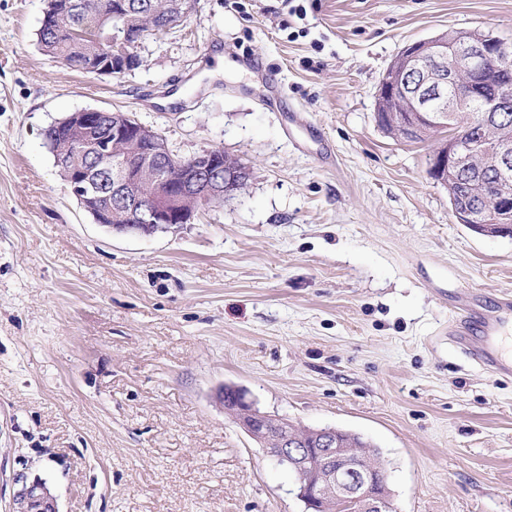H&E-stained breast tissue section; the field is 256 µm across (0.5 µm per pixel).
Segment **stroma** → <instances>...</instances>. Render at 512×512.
Segmentation results:
<instances>
[{
	"label": "stroma",
	"mask_w": 512,
	"mask_h": 512,
	"mask_svg": "<svg viewBox=\"0 0 512 512\" xmlns=\"http://www.w3.org/2000/svg\"><path fill=\"white\" fill-rule=\"evenodd\" d=\"M296 2L197 0L100 77L40 49L44 0H0V512L35 481L56 512H303L226 386L377 446L396 512H512V376L448 338L461 295L512 293V236L457 223L437 137L374 118L406 44L512 41V0ZM88 108L251 177L177 231L113 232L45 138Z\"/></svg>",
	"instance_id": "1"
}]
</instances>
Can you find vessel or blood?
<instances>
[{"label": "vessel or blood", "instance_id": "obj_1", "mask_svg": "<svg viewBox=\"0 0 512 512\" xmlns=\"http://www.w3.org/2000/svg\"><path fill=\"white\" fill-rule=\"evenodd\" d=\"M448 337L460 351L495 374L512 373V297L473 294L456 306Z\"/></svg>", "mask_w": 512, "mask_h": 512}]
</instances>
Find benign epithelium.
<instances>
[{"mask_svg": "<svg viewBox=\"0 0 512 512\" xmlns=\"http://www.w3.org/2000/svg\"><path fill=\"white\" fill-rule=\"evenodd\" d=\"M72 7L55 0L44 9L41 30L58 35L60 12ZM193 7L194 0H167V26L179 23ZM101 17L112 22V34L105 47L77 68L110 77L128 70L130 47L143 32L131 27L123 0L103 10ZM490 66H512V42L457 30L409 43L380 82L375 112L378 118L386 116L402 139L424 137L456 123L478 127L480 137L474 140L453 131L444 135L429 154V171L449 188L451 209L460 223L480 234L507 236L512 231V134L497 128V113L512 98L501 92L483 112L469 113L466 108L482 92ZM403 101L405 110L395 111V104ZM65 123L83 133L73 153L93 161L89 166L61 159L67 183L96 222L118 233L175 231L190 223L198 209L235 196L250 179V169L222 151L205 150L189 158L173 153L161 145L158 130L126 113L84 109L68 115ZM146 144L150 148H144ZM488 167L498 173L489 214L461 210L459 202L467 191L463 177ZM220 400L269 457L288 470L304 512H391L389 497L378 492L386 483L385 470L367 450L341 440L342 431L297 427L261 412L238 389L220 393ZM18 505V512H55L47 486L39 481L21 490Z\"/></svg>", "mask_w": 512, "mask_h": 512, "instance_id": "obj_1", "label": "benign epithelium"}]
</instances>
